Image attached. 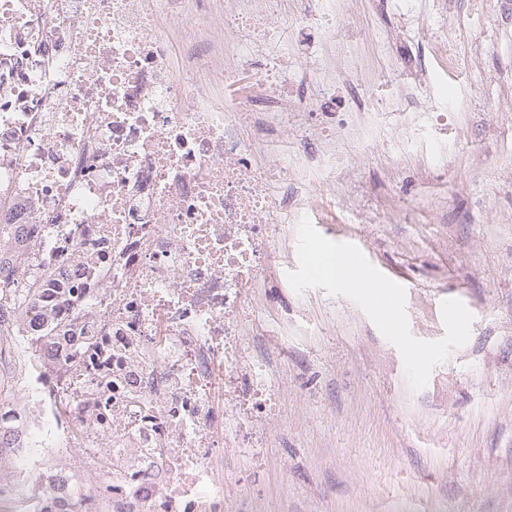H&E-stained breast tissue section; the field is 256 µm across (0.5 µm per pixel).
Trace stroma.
<instances>
[{"label":"stroma","instance_id":"1","mask_svg":"<svg viewBox=\"0 0 512 512\" xmlns=\"http://www.w3.org/2000/svg\"><path fill=\"white\" fill-rule=\"evenodd\" d=\"M340 18L376 108L304 175L335 194L275 226L246 333L280 347L283 415L265 465L225 449V512H512V0ZM317 253L354 255L390 315Z\"/></svg>","mask_w":512,"mask_h":512}]
</instances>
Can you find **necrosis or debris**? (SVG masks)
<instances>
[{
	"label": "necrosis or debris",
	"mask_w": 512,
	"mask_h": 512,
	"mask_svg": "<svg viewBox=\"0 0 512 512\" xmlns=\"http://www.w3.org/2000/svg\"><path fill=\"white\" fill-rule=\"evenodd\" d=\"M0 0V223L46 271L16 342L47 320L40 372L0 404L24 428L46 512H224V451L270 445L272 357L243 337L275 257V214L311 204L287 167L255 166L293 115L322 153L368 109L328 59L315 100L281 43L334 44L337 0ZM253 94L227 108L249 56ZM273 111L256 117L254 95Z\"/></svg>",
	"instance_id": "4bbe7bcc"
}]
</instances>
